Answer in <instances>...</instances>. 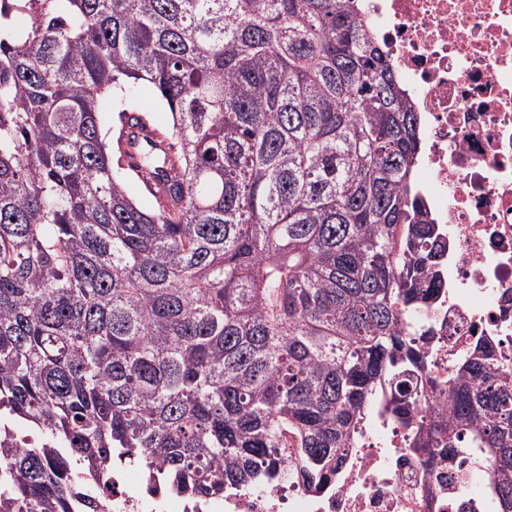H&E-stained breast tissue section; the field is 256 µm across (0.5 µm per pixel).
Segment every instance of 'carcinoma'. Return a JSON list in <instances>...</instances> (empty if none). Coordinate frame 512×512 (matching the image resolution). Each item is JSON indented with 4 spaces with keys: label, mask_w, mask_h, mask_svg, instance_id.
<instances>
[{
    "label": "carcinoma",
    "mask_w": 512,
    "mask_h": 512,
    "mask_svg": "<svg viewBox=\"0 0 512 512\" xmlns=\"http://www.w3.org/2000/svg\"><path fill=\"white\" fill-rule=\"evenodd\" d=\"M146 83L172 115L100 96ZM162 186L147 212L122 177ZM421 127L357 0H0V512H102L74 470L121 457L187 495L356 447L379 384L415 450L481 451L512 512V375L473 350L418 382L408 319L438 293Z\"/></svg>",
    "instance_id": "carcinoma-1"
}]
</instances>
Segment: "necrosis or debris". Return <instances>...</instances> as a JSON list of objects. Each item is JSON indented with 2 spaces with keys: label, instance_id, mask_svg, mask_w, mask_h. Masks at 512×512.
I'll return each mask as SVG.
<instances>
[{
  "label": "necrosis or debris",
  "instance_id": "necrosis-or-debris-1",
  "mask_svg": "<svg viewBox=\"0 0 512 512\" xmlns=\"http://www.w3.org/2000/svg\"><path fill=\"white\" fill-rule=\"evenodd\" d=\"M419 112L415 184L442 228L441 290L410 322L436 380L479 341L512 372V0H360ZM418 415L378 401L356 448L320 488L276 482L206 497L174 493L162 469H116L110 512H500L479 454L413 448Z\"/></svg>",
  "mask_w": 512,
  "mask_h": 512
}]
</instances>
